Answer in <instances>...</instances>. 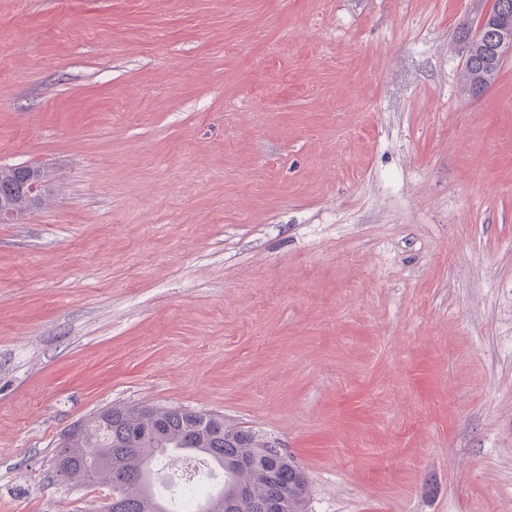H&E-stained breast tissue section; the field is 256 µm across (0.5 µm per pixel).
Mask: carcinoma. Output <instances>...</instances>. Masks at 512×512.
<instances>
[{"label": "carcinoma", "instance_id": "cac0c4a2", "mask_svg": "<svg viewBox=\"0 0 512 512\" xmlns=\"http://www.w3.org/2000/svg\"><path fill=\"white\" fill-rule=\"evenodd\" d=\"M494 30L486 29L482 41L471 31L467 34L465 77L474 94L488 89L500 71L491 67L489 47ZM31 169L22 165L0 168V190L14 193L18 219L30 211L24 203V192ZM108 417L91 416L83 422L84 433L68 444L69 481H100L112 485V512H174L169 500L155 490V463L166 455L200 457L224 472L222 491L208 493L195 502L193 512H253L243 503L228 511L217 506L222 494L238 483L248 484L255 496L272 497L288 493L292 512H305L310 484L301 479L300 466L294 457L259 433L224 423V417L180 407L162 409L161 429L154 436L144 433L146 415L136 408L110 406ZM163 443L168 452H155ZM249 467L243 468L241 462ZM277 464L276 479L269 482L264 474L267 462Z\"/></svg>", "mask_w": 512, "mask_h": 512}]
</instances>
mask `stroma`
Here are the masks:
<instances>
[{"mask_svg": "<svg viewBox=\"0 0 512 512\" xmlns=\"http://www.w3.org/2000/svg\"><path fill=\"white\" fill-rule=\"evenodd\" d=\"M492 0H0V512L107 406L223 416L306 512H512V56ZM478 26V23L475 22L474 32ZM472 26H468L466 31L467 37V54L465 59V77L466 82L469 86V90L474 94H479L488 89V87L494 82L496 76L498 75L502 65L504 56L503 49L509 48L511 49L512 42V29L498 27V32L501 35L500 44L496 50L495 59L501 61V63L495 67L491 68L490 59H489V47L492 43V34L494 30L492 27L487 28L482 42H478L475 39L474 32L471 35ZM479 87H482V90H479ZM35 170L36 169L31 170L20 164L5 167L1 166L0 168V192L2 189L11 190L12 193L15 192L13 201L15 202V207L18 212L17 221L22 220L31 209L24 203V194L26 191L25 187L30 179V173L31 171L35 172Z\"/></svg>", "mask_w": 512, "mask_h": 512, "instance_id": "35a3bbf8", "label": "stroma"}]
</instances>
